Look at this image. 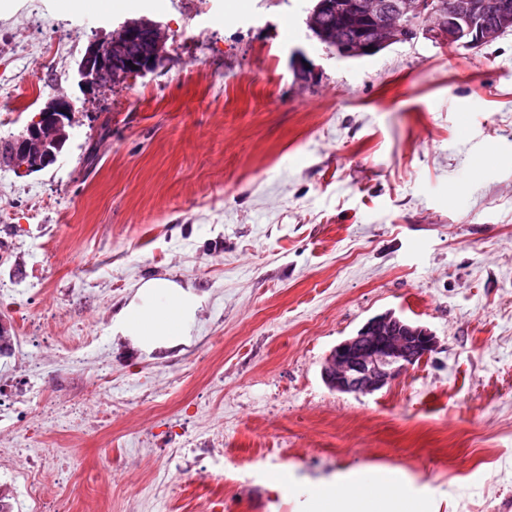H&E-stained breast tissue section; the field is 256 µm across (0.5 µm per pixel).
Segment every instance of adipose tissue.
I'll list each match as a JSON object with an SVG mask.
<instances>
[{
    "label": "adipose tissue",
    "instance_id": "ef3b65f1",
    "mask_svg": "<svg viewBox=\"0 0 512 512\" xmlns=\"http://www.w3.org/2000/svg\"><path fill=\"white\" fill-rule=\"evenodd\" d=\"M202 299L191 285L172 277L143 280L112 318V333L131 338L144 353L184 342L191 335Z\"/></svg>",
    "mask_w": 512,
    "mask_h": 512
}]
</instances>
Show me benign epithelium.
I'll return each mask as SVG.
<instances>
[{
    "label": "benign epithelium",
    "instance_id": "1",
    "mask_svg": "<svg viewBox=\"0 0 512 512\" xmlns=\"http://www.w3.org/2000/svg\"><path fill=\"white\" fill-rule=\"evenodd\" d=\"M340 22L318 29L320 37L343 59L373 56L397 43L423 35L441 48L474 49L489 45L512 29V0H503L487 15L484 0H336ZM120 40L94 41L78 63L76 84L84 94L112 87V73L125 66L147 74L165 55L168 34L161 24L126 20ZM74 102L67 95L50 99L35 120L34 136L19 171L42 170L57 160L69 139L65 119ZM437 337L426 327L388 311L369 319L356 333L331 349L322 377L342 393L373 394L421 363L437 349Z\"/></svg>",
    "mask_w": 512,
    "mask_h": 512
}]
</instances>
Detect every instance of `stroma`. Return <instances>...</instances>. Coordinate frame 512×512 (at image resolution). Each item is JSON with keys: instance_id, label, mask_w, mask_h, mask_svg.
I'll list each match as a JSON object with an SVG mask.
<instances>
[{"instance_id": "stroma-1", "label": "stroma", "mask_w": 512, "mask_h": 512, "mask_svg": "<svg viewBox=\"0 0 512 512\" xmlns=\"http://www.w3.org/2000/svg\"><path fill=\"white\" fill-rule=\"evenodd\" d=\"M85 2L0 9V114H13L0 140L56 94L75 100L55 164L0 168V281L40 270L64 316L68 289L126 300L166 275L202 306L181 382L158 352L113 364L129 406L109 431L45 433L70 482L99 471V512H124L132 494L144 512L217 497L224 512H316L315 490L344 494L390 467L388 512H512V32L345 60L308 30L315 0ZM142 18L169 34L156 73L82 94L88 44ZM486 154L499 164L477 166ZM388 311L437 349L381 391L331 390L326 355ZM146 378L164 399L155 411L139 400ZM158 413L223 426V480L173 472L158 497V450L106 469L104 446L127 453L128 432Z\"/></svg>"}]
</instances>
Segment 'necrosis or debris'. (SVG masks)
Listing matches in <instances>:
<instances>
[{
  "instance_id": "1",
  "label": "necrosis or debris",
  "mask_w": 512,
  "mask_h": 512,
  "mask_svg": "<svg viewBox=\"0 0 512 512\" xmlns=\"http://www.w3.org/2000/svg\"><path fill=\"white\" fill-rule=\"evenodd\" d=\"M18 300L15 288L0 286V512H72L74 498L94 502L101 491L98 474L89 472L76 497L53 500L43 495L45 485L62 480L65 466L58 449L45 447L43 427L67 434L90 435L112 424V411L123 397L115 391L112 362L97 361L88 371L93 337L71 334L59 339L55 315L23 316V306L35 303L39 289ZM102 404L87 415L84 400ZM175 471L212 477L224 462V434L179 435L165 450Z\"/></svg>"
}]
</instances>
